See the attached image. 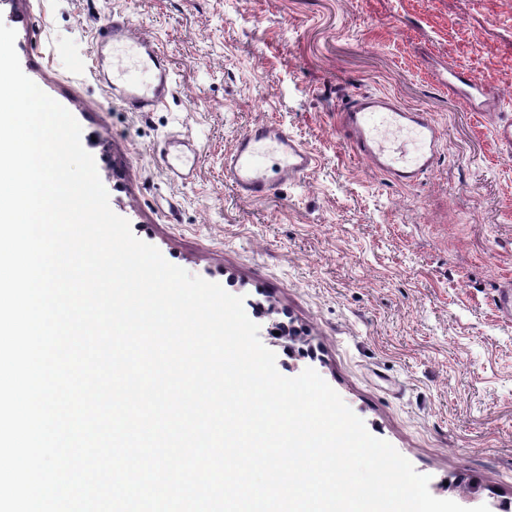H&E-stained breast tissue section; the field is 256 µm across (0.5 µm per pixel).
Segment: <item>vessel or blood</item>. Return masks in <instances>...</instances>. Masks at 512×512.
Returning <instances> with one entry per match:
<instances>
[{
	"mask_svg": "<svg viewBox=\"0 0 512 512\" xmlns=\"http://www.w3.org/2000/svg\"><path fill=\"white\" fill-rule=\"evenodd\" d=\"M132 45L137 56L151 71L148 84L139 85L113 78L112 94L134 112H151L160 106L174 88L173 69L166 54L150 39L134 38L131 26L120 15L101 28L96 36L93 73L105 78L104 62L117 47ZM455 89L466 99L497 100L494 90L471 77L455 78ZM342 122L355 152L398 183L412 185L430 172L440 152V132L428 114L408 109L386 94L355 99L342 114ZM279 156L282 178H303L313 167L311 152L288 135L282 127L255 125L224 156V179L241 194L253 198L268 196L273 183L265 164V149Z\"/></svg>",
	"mask_w": 512,
	"mask_h": 512,
	"instance_id": "1",
	"label": "vessel or blood"
}]
</instances>
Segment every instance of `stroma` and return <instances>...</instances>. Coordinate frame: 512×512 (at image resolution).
<instances>
[{
  "label": "stroma",
  "instance_id": "obj_1",
  "mask_svg": "<svg viewBox=\"0 0 512 512\" xmlns=\"http://www.w3.org/2000/svg\"><path fill=\"white\" fill-rule=\"evenodd\" d=\"M157 42L176 84L131 112L91 71L112 14ZM24 73L82 127L112 210L171 264L243 297L276 367L314 369L430 478V493L512 508V0H0ZM468 72L483 112L448 87ZM374 92L428 113L440 159L416 185L355 153L340 114ZM259 123L313 153L262 199L224 181ZM194 142L197 174L161 155Z\"/></svg>",
  "mask_w": 512,
  "mask_h": 512
}]
</instances>
